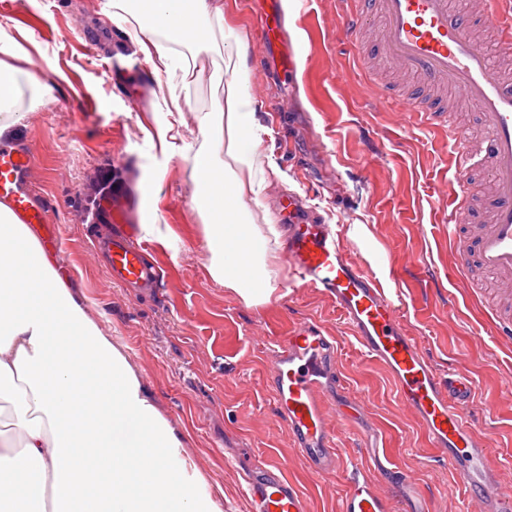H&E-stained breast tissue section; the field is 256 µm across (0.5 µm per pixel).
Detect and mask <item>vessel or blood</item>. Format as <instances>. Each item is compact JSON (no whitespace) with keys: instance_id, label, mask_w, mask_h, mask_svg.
<instances>
[{"instance_id":"1","label":"vessel or blood","mask_w":512,"mask_h":512,"mask_svg":"<svg viewBox=\"0 0 512 512\" xmlns=\"http://www.w3.org/2000/svg\"><path fill=\"white\" fill-rule=\"evenodd\" d=\"M336 27L348 37L367 28L352 0H339ZM380 24L372 43L380 58L408 81L432 89L451 88L472 105L488 136L473 149L469 135L449 123L445 109L425 110L430 125L443 129L451 147L449 168L456 182L476 169L491 182L484 208L491 221L476 224L465 192H458L448 227L449 240L459 241L458 273L468 278L481 269L494 288L512 292V75L490 60L472 35L476 21L490 24L502 55H512V0H482L481 10L458 8L452 0H376ZM260 41L284 40L285 20L279 11L259 17ZM33 165L28 148H0V201L7 202L25 224L44 220V203L30 194ZM112 278L127 287L147 288L156 274L143 248L125 231L106 242ZM286 259L302 287L318 290L340 310L359 348L390 374L399 400L422 425L432 447L445 454L448 467L467 494L468 507L479 512H512V496L502 492L496 470L488 464L491 441L469 423L473 384L468 370L457 365L440 376L412 336L402 327L397 307L377 287L373 274L353 257L338 225L323 221L290 223ZM337 341L314 323H304L280 338L272 349L273 410L287 428L298 454L314 473L337 466L336 433L329 423L328 394L343 386L336 367ZM251 512H307L298 486L282 469L257 464L246 474ZM411 479L393 465H380L378 479L354 476L341 512H424L408 495ZM401 493L392 503L390 490Z\"/></svg>"}]
</instances>
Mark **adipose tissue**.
<instances>
[{
    "instance_id": "obj_1",
    "label": "adipose tissue",
    "mask_w": 512,
    "mask_h": 512,
    "mask_svg": "<svg viewBox=\"0 0 512 512\" xmlns=\"http://www.w3.org/2000/svg\"><path fill=\"white\" fill-rule=\"evenodd\" d=\"M131 16L154 73L200 81L198 51L235 45L237 62L200 131L207 155L193 169L209 271L249 306L278 291V256L250 221L259 196L254 155L268 129L248 92L244 45L224 24V0H112ZM14 40L0 43V141L22 119V88L48 87ZM20 442L0 433V512H224L186 450L182 429L156 405L123 350L102 334L68 274L29 225L0 203V401Z\"/></svg>"
}]
</instances>
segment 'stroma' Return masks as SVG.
<instances>
[{
  "label": "stroma",
  "instance_id": "obj_1",
  "mask_svg": "<svg viewBox=\"0 0 512 512\" xmlns=\"http://www.w3.org/2000/svg\"><path fill=\"white\" fill-rule=\"evenodd\" d=\"M270 7V0H224L225 22L251 46L250 92L270 130L255 154L263 184L253 220L286 230L276 200L291 191L308 195L328 223L366 227V238L350 242L358 260L394 299L437 371L459 362L471 374L468 420L491 438L501 489L512 494V390L504 385L512 344L492 334L482 312L488 282L464 285L454 275L448 141L423 119L406 121L367 97L368 79L388 95L412 87L375 54L360 66L336 35L337 0H288L290 37L274 48L254 35L257 14ZM111 17L103 0H0V31L28 52L51 88L37 107L23 90L13 140L29 147L31 190L48 204L36 233L74 275L88 315L186 430L188 452L224 489V512H249L244 473L263 461L283 465L308 512H339L355 472L377 478L368 463L377 448L411 475L426 512H463L466 493L447 462L326 297L289 286L284 261L280 296L266 305H245L211 276L190 172L216 87L205 80L183 92L177 134L162 146L159 131L172 121L159 88L168 77L108 69L107 55L136 47L129 27L107 30ZM103 181L112 192L93 205ZM123 222L161 231L144 241L161 272L154 294L115 284L94 248L96 235ZM305 321L336 337L345 389L335 398L361 408L357 420L331 415L340 466L325 474L301 461L271 408L272 343Z\"/></svg>",
  "mask_w": 512,
  "mask_h": 512
}]
</instances>
